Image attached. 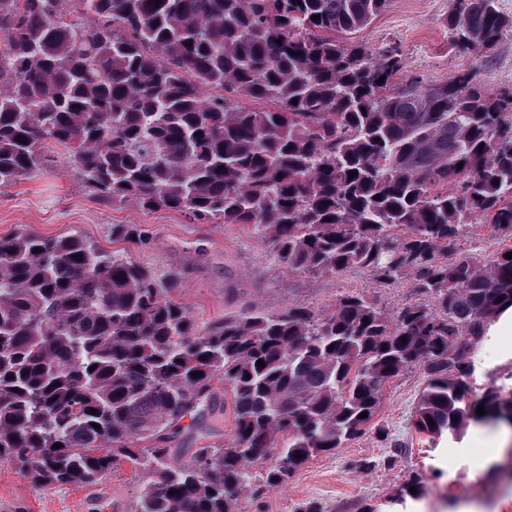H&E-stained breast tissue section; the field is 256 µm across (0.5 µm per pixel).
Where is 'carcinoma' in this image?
<instances>
[{"label":"carcinoma","instance_id":"carcinoma-1","mask_svg":"<svg viewBox=\"0 0 512 512\" xmlns=\"http://www.w3.org/2000/svg\"><path fill=\"white\" fill-rule=\"evenodd\" d=\"M390 2L0 0L1 188L61 149L100 201L243 224L282 272L365 269L423 298L389 313L349 291L329 315L290 305L200 330L176 272L78 235L1 236L0 461L42 487L127 461L150 474L129 512H236L256 464L282 484L364 433L417 365V432L512 426L511 397L479 415L464 386L465 353L512 307V259L442 260L477 223L512 237V94L469 73L397 84L399 51L354 37ZM448 29L480 59L512 17L452 0ZM155 239L112 225L114 241ZM216 379L228 443L183 462L138 447L202 418Z\"/></svg>","mask_w":512,"mask_h":512}]
</instances>
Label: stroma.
Returning <instances> with one entry per match:
<instances>
[{
  "instance_id": "1",
  "label": "stroma",
  "mask_w": 512,
  "mask_h": 512,
  "mask_svg": "<svg viewBox=\"0 0 512 512\" xmlns=\"http://www.w3.org/2000/svg\"><path fill=\"white\" fill-rule=\"evenodd\" d=\"M450 9V0H391L356 38L372 49L398 47L404 58L399 81L442 85L471 72L492 95L512 92V32L491 58L475 59L449 37ZM116 224L151 225L157 238L149 246L113 241ZM25 229L46 236L77 233L158 272L182 273L176 295L201 325L291 304L329 314L349 291L363 292L391 312L415 300L408 280L384 282L366 270L336 277L279 272L239 224H197L176 211L100 203L60 154L38 177L0 188V236ZM510 248L512 238L477 224L448 256L469 252L490 262ZM465 361L468 404L512 391V334L489 346L477 341ZM425 380L416 367L387 382L365 434L311 459L283 485L257 483L240 497L238 512H299L308 504L318 512H442V505L464 501L485 512H512V477L482 466L484 448L472 428L437 440L417 433L412 416ZM234 423L231 396L223 382H215L212 411L198 421L184 419L181 434L169 441L173 458L184 461L192 449L228 442ZM147 479L146 471L123 463L94 485L39 488L0 461V512H128ZM416 482L422 495H405Z\"/></svg>"
}]
</instances>
